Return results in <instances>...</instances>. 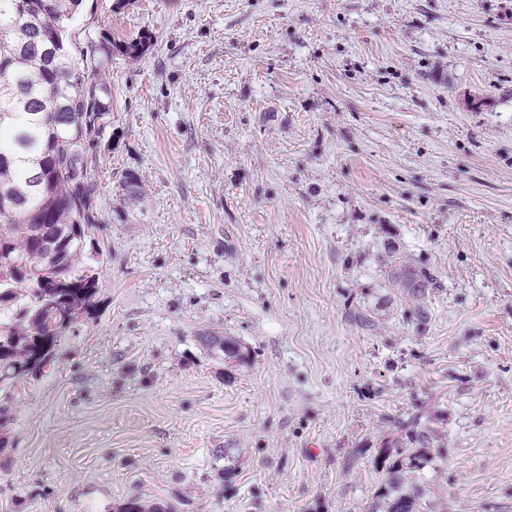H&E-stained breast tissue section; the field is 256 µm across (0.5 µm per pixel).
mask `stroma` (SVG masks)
<instances>
[{
	"instance_id": "stroma-1",
	"label": "stroma",
	"mask_w": 512,
	"mask_h": 512,
	"mask_svg": "<svg viewBox=\"0 0 512 512\" xmlns=\"http://www.w3.org/2000/svg\"><path fill=\"white\" fill-rule=\"evenodd\" d=\"M111 3L71 30L151 43L103 74L96 306L7 402L0 512H385L395 463L512 512V0ZM393 278L398 286L407 288L414 298L424 295L426 288H429V285L432 284V280L426 274H421L403 265L395 267ZM400 427L404 431L407 442L410 445H418L425 448L424 446L429 443V431L419 416H415L409 421L402 423Z\"/></svg>"
}]
</instances>
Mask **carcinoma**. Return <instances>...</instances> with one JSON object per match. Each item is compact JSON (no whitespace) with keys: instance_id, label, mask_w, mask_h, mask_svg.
<instances>
[{"instance_id":"carcinoma-1","label":"carcinoma","mask_w":512,"mask_h":512,"mask_svg":"<svg viewBox=\"0 0 512 512\" xmlns=\"http://www.w3.org/2000/svg\"><path fill=\"white\" fill-rule=\"evenodd\" d=\"M84 0H0V391L43 372L81 313L97 277L85 244L102 223L94 148L112 126V92L99 75L112 49L141 56L148 38L114 45L69 25ZM394 282L414 298L432 280L400 265ZM420 447L430 434L401 424ZM386 512H422L391 466Z\"/></svg>"}]
</instances>
